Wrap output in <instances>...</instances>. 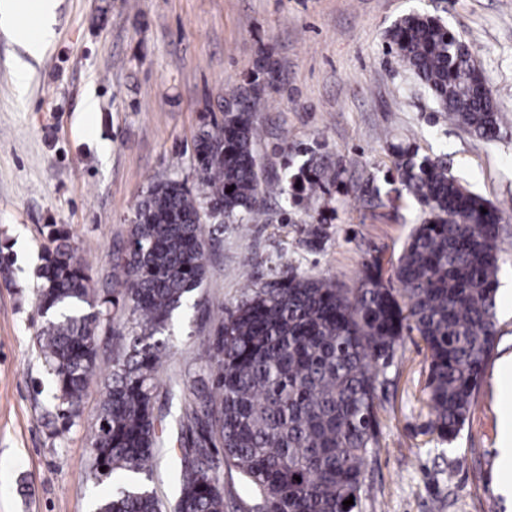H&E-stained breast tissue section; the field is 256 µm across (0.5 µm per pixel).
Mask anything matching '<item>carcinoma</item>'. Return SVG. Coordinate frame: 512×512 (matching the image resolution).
I'll return each mask as SVG.
<instances>
[{
	"label": "carcinoma",
	"instance_id": "carcinoma-1",
	"mask_svg": "<svg viewBox=\"0 0 512 512\" xmlns=\"http://www.w3.org/2000/svg\"><path fill=\"white\" fill-rule=\"evenodd\" d=\"M388 39L448 120L482 138L496 136L500 110L480 91L483 71L441 19L409 14ZM263 102L255 80L224 99L221 120L195 136V186L169 178L148 188L127 239L114 244L106 295L92 288V269L69 232L47 225L37 284L45 322L36 344L64 424L79 417L100 372V332H114V319L123 320L125 351L112 360L89 446L93 478L118 486L94 512H163L139 475L153 473L166 331L206 278V205L226 224L266 221L253 120ZM393 158L400 183L425 214L394 267L400 287L372 259L354 289L286 264L249 289L207 349V383L184 407L180 424L190 438L174 456V512H224L216 476L222 463L238 470L264 512H360L392 383L388 369L407 332L416 333L430 358L429 433L440 444L461 435L497 347L502 212L464 187L440 158L410 145L393 147ZM349 498L354 504L346 508Z\"/></svg>",
	"mask_w": 512,
	"mask_h": 512
}]
</instances>
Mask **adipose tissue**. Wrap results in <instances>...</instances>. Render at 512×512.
<instances>
[{"label": "adipose tissue", "instance_id": "obj_1", "mask_svg": "<svg viewBox=\"0 0 512 512\" xmlns=\"http://www.w3.org/2000/svg\"><path fill=\"white\" fill-rule=\"evenodd\" d=\"M57 0H0V23L20 36L26 59L17 60V76L26 79L29 59L40 58L51 43Z\"/></svg>", "mask_w": 512, "mask_h": 512}]
</instances>
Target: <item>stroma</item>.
<instances>
[{
  "label": "stroma",
  "mask_w": 512,
  "mask_h": 512,
  "mask_svg": "<svg viewBox=\"0 0 512 512\" xmlns=\"http://www.w3.org/2000/svg\"><path fill=\"white\" fill-rule=\"evenodd\" d=\"M412 13L440 16L468 45L501 110L498 138L449 121L400 65L387 34ZM53 28L21 87L15 61L25 52L0 26V243L11 258L0 271V512H88L110 491L90 474L100 379L65 428L39 359L45 225H67L94 288H109L112 244L126 237L147 188L167 178L194 183L195 136L221 118L225 96L255 79L267 100L256 115L264 175L312 161L321 188L295 203L267 196L265 224H203L207 278L195 307L173 314L160 383L203 375L202 349L227 308L280 264L343 288L357 287L365 260L391 268L421 216L391 148L417 147L504 213L501 338L464 431L443 446L428 433L429 356L406 342L389 369L396 385L361 512H512L501 492L499 370L512 354V0H58ZM90 98L97 110L89 118ZM316 227L321 240L312 246ZM247 254L257 260L248 273L240 265ZM162 430L153 487L171 512L170 458L180 448L173 417Z\"/></svg>",
  "instance_id": "obj_1"
}]
</instances>
